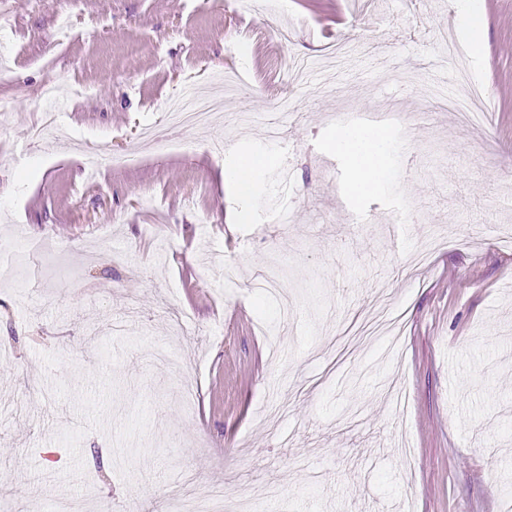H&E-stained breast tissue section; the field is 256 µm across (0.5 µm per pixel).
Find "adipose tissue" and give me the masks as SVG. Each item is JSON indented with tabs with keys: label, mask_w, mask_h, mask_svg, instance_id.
<instances>
[{
	"label": "adipose tissue",
	"mask_w": 512,
	"mask_h": 512,
	"mask_svg": "<svg viewBox=\"0 0 512 512\" xmlns=\"http://www.w3.org/2000/svg\"><path fill=\"white\" fill-rule=\"evenodd\" d=\"M388 138L381 129L342 126L336 131L334 147L347 156L351 168V190L364 195L381 190L388 182L384 162ZM268 160L246 154L231 156L220 171L221 181L234 182L239 193L248 198L261 193Z\"/></svg>",
	"instance_id": "obj_1"
}]
</instances>
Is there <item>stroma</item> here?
I'll return each instance as SVG.
<instances>
[{
	"instance_id": "1",
	"label": "stroma",
	"mask_w": 512,
	"mask_h": 512,
	"mask_svg": "<svg viewBox=\"0 0 512 512\" xmlns=\"http://www.w3.org/2000/svg\"><path fill=\"white\" fill-rule=\"evenodd\" d=\"M303 2L0 0V250L31 254L0 279L6 512L512 503V0H475L470 127L442 105L456 0ZM189 90L211 126H169ZM283 101L278 140L240 121ZM348 124L389 137L379 192H351ZM237 153L273 161L249 202L218 177ZM175 512H223L224 499L220 495H211L192 500L177 499L173 503Z\"/></svg>"
}]
</instances>
